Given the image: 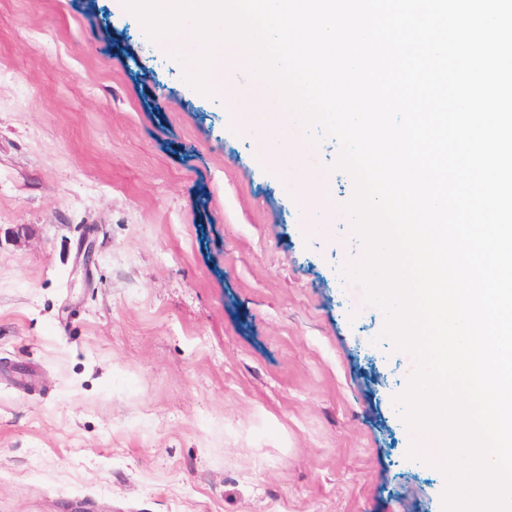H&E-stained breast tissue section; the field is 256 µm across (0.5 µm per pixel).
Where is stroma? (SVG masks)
I'll list each match as a JSON object with an SVG mask.
<instances>
[{"instance_id": "stroma-1", "label": "stroma", "mask_w": 512, "mask_h": 512, "mask_svg": "<svg viewBox=\"0 0 512 512\" xmlns=\"http://www.w3.org/2000/svg\"><path fill=\"white\" fill-rule=\"evenodd\" d=\"M192 25L0 0V512H443L395 395L417 361L341 273L335 139L190 91ZM23 234H16V227Z\"/></svg>"}]
</instances>
